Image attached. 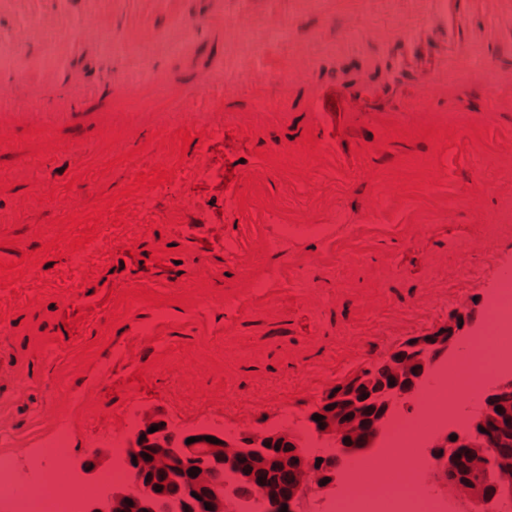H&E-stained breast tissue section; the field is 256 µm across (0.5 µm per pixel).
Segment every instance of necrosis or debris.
<instances>
[{"mask_svg":"<svg viewBox=\"0 0 512 512\" xmlns=\"http://www.w3.org/2000/svg\"><path fill=\"white\" fill-rule=\"evenodd\" d=\"M511 372L512 280L506 279L495 290L481 348L439 365L433 384L416 396L417 411L393 412L371 454L347 457L340 489L320 512H447L443 500L422 489L420 450L434 433L459 425L457 402L477 405L487 384ZM395 455L402 467L381 474L382 461ZM85 503L74 476H57L54 493L45 496L22 490L15 465L0 460V512H84Z\"/></svg>","mask_w":512,"mask_h":512,"instance_id":"obj_1","label":"necrosis or debris"}]
</instances>
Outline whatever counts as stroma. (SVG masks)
Here are the masks:
<instances>
[{
  "mask_svg": "<svg viewBox=\"0 0 512 512\" xmlns=\"http://www.w3.org/2000/svg\"><path fill=\"white\" fill-rule=\"evenodd\" d=\"M243 9L255 20L252 39L263 43L277 72L292 65L306 74L287 93L269 91L288 123L263 128L251 142L216 135L205 148L202 171L186 168L168 195L204 204L209 223H224V168L283 140L293 162H301L300 126L317 92L373 89L380 97L365 113L341 117L357 150L349 161L360 173L337 177L336 219L400 224L411 215L422 223L419 233L395 243L369 235L345 248L316 276L324 304L291 293L280 300L284 319L259 315L243 323L224 359L235 372L224 388L227 402L244 407L285 395L290 412L303 419L323 391L317 369L340 378L368 365L405 337L446 322L464 300L485 301L502 269L512 267V0H473L457 18L448 43L455 76L441 82L423 111L411 108L423 80L395 62L403 37L425 19V0H224L225 16ZM364 27L365 38L359 35ZM424 126L456 133L448 149L456 161L440 180L428 177L419 185V169L434 159L430 143L403 144L393 136ZM379 137L389 140L388 150L376 146ZM110 158L88 144L35 175L51 186L75 176L96 195L127 183L121 171H107ZM371 170L396 171L400 198L386 200L368 178ZM365 292L374 296L372 306L361 305Z\"/></svg>",
  "mask_w": 512,
  "mask_h": 512,
  "instance_id": "35a3bbf8",
  "label": "stroma"
}]
</instances>
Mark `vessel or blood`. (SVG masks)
I'll use <instances>...</instances> for the list:
<instances>
[{
    "instance_id": "b4317fda",
    "label": "vessel or blood",
    "mask_w": 512,
    "mask_h": 512,
    "mask_svg": "<svg viewBox=\"0 0 512 512\" xmlns=\"http://www.w3.org/2000/svg\"><path fill=\"white\" fill-rule=\"evenodd\" d=\"M141 5L142 0H88V16L78 20L65 11H44L40 0H0V13L13 18L12 25L0 32V161L6 163L13 186L0 190V195L9 198L17 212H28L34 204L29 186L37 152L21 149L20 133L25 129L42 132L50 141L64 136L63 148L53 153L57 159L66 157L68 148L84 141L86 134L102 133L113 139L115 151L132 153V160L123 167L131 173L142 164L143 158L134 148L145 133L162 130L170 136L188 127L196 134H215L232 124L253 135L268 124L287 123V113L261 105L251 112L227 107L240 86L261 96L276 80L274 70L253 46L240 50L242 64L232 75L207 67L194 54L184 57L178 77L156 67L157 59L182 41L186 28L205 31L210 46L220 47L225 25L253 28L248 12H239L228 23L223 7L212 6L211 0H202L194 15L184 11L182 0H162L173 24L161 35L141 21ZM456 5L457 0H428L427 19L406 38L401 64L431 68L458 16ZM117 24L122 26L123 36L116 41L112 28ZM117 58L134 66L136 76L115 81L112 64ZM159 94L177 104L173 121H166L161 112L141 111V104ZM332 108L323 95L313 102L310 127L320 137L309 160L318 166L335 164L341 150L340 140L323 135ZM286 150L283 144L270 148L266 158L253 159L244 166V173L261 184L259 197L251 201L249 210H241L233 191L225 192V211L236 225L231 232L220 234L218 248L202 253L191 239H183V281L173 284L157 276L133 284L134 289L161 295L191 291L194 304L188 309L138 303L118 330L101 331L115 311L113 302L96 291L107 280L104 265L111 260V249L143 237L153 219L165 222L176 215H189L194 223L206 222L203 209L182 199L157 206V188L146 185L137 201L120 198V205L130 207L131 214L93 263L92 279H81L68 288H49L40 268L31 267L12 291H0V335L4 337L20 333L13 309L40 294L65 310L75 302L96 307L83 338L37 341L35 349L44 366L42 379L17 372L12 402H0L1 458L25 460L62 429L69 432L75 446L83 444V431L91 424H102L103 435H118L130 396L115 400L111 415L95 410L100 403L96 389L116 372L133 373L145 364L164 367L171 363L177 367L176 378L198 382L213 362L223 361V339L238 336L242 324L252 317L276 314L279 292L291 287L304 301L320 300L313 284L315 272L335 262L337 248L343 241H356L359 233L351 231L344 240L337 236L336 198L327 192L319 194L321 208L288 209L289 184L298 175L287 169ZM229 271L234 272L235 283H227ZM181 326L194 338L193 349L186 352L174 345ZM101 336L108 338L109 350L93 358L91 365H83V343ZM18 403L30 408L26 420H19L14 411ZM184 411L195 417L221 418L228 414L229 405L221 400L194 402L185 405Z\"/></svg>"
}]
</instances>
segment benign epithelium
<instances>
[{
    "label": "benign epithelium",
    "mask_w": 512,
    "mask_h": 512,
    "mask_svg": "<svg viewBox=\"0 0 512 512\" xmlns=\"http://www.w3.org/2000/svg\"><path fill=\"white\" fill-rule=\"evenodd\" d=\"M484 323L481 302L469 299L448 322L404 338L372 366L357 369L327 386L310 415L321 417L313 432L320 442L334 448V453L318 461L294 429L246 425L232 439L212 435L218 446L212 450V443L206 440L191 446L185 435L172 437L163 414L143 415L126 448L127 457H135L130 480L103 488L86 503L85 512H176L178 506L171 498L146 488L143 475L165 472L177 483L181 468L191 470L194 476L191 484L180 487L181 500L189 502L194 499L192 493L201 492L210 505L208 512H232L233 500L222 475L254 481L270 466L268 447L276 440L299 448L300 461L288 486L274 488L265 497L264 512H304L303 505L310 498L336 491V474L348 455L356 448L372 447L390 412L411 402L434 365L455 355L464 341L481 335ZM363 392L382 402L384 412L378 417H367ZM510 402L512 378L505 377L487 391L469 429L436 434L428 441L430 488L448 489L466 506V512H486V501L477 482L455 477L461 467L475 476L492 475L500 495H512V414L502 411ZM153 426L158 430L151 433L149 428ZM488 448L493 453L486 452ZM110 460L112 449L97 448L77 465V470L84 482L92 483Z\"/></svg>",
    "instance_id": "1"
}]
</instances>
